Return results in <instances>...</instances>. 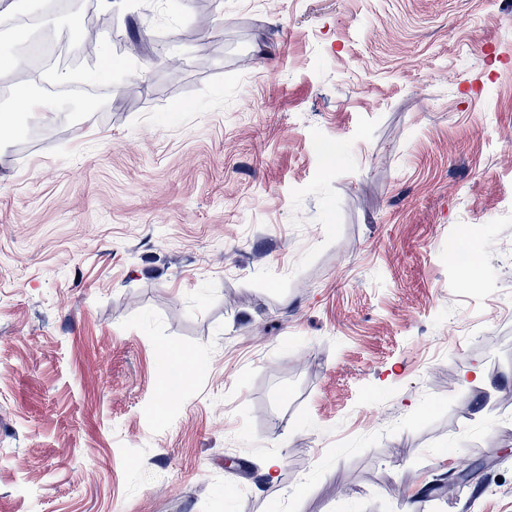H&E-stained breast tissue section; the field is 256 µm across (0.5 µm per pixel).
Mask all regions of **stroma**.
<instances>
[{"mask_svg":"<svg viewBox=\"0 0 512 512\" xmlns=\"http://www.w3.org/2000/svg\"><path fill=\"white\" fill-rule=\"evenodd\" d=\"M15 2L0 512H512V0Z\"/></svg>","mask_w":512,"mask_h":512,"instance_id":"stroma-1","label":"stroma"}]
</instances>
